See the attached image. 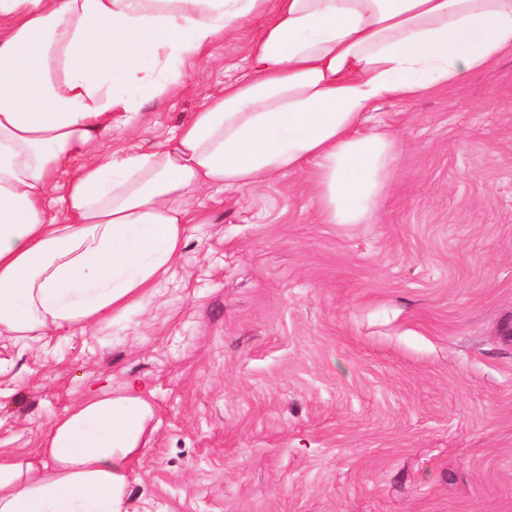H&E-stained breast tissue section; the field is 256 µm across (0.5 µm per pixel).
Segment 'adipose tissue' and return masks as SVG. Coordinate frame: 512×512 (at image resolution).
<instances>
[{"instance_id":"obj_1","label":"adipose tissue","mask_w":512,"mask_h":512,"mask_svg":"<svg viewBox=\"0 0 512 512\" xmlns=\"http://www.w3.org/2000/svg\"><path fill=\"white\" fill-rule=\"evenodd\" d=\"M267 0H0V336L69 333L143 302L177 261L192 198L310 172L326 224H367L396 168L374 125L512 52V0H277L246 72L171 136L72 168ZM70 172L59 213L56 177ZM150 407L89 395L37 459L0 453V512H128Z\"/></svg>"}]
</instances>
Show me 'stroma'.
Instances as JSON below:
<instances>
[{
    "instance_id": "35a3bbf8",
    "label": "stroma",
    "mask_w": 512,
    "mask_h": 512,
    "mask_svg": "<svg viewBox=\"0 0 512 512\" xmlns=\"http://www.w3.org/2000/svg\"><path fill=\"white\" fill-rule=\"evenodd\" d=\"M262 17L93 162L169 137L240 75ZM400 140L371 223H321L308 174L199 194L143 305L0 341V452L35 455L91 389L142 386L129 512H512V52L376 113Z\"/></svg>"
}]
</instances>
